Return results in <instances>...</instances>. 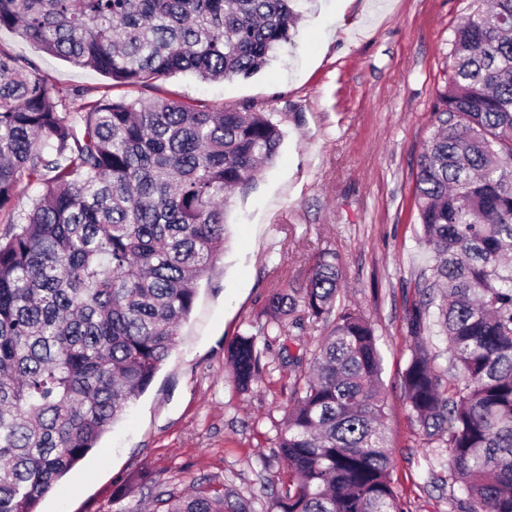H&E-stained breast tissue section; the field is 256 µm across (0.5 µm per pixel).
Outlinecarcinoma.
Wrapping results in <instances>:
<instances>
[{
	"label": "carcinoma",
	"mask_w": 512,
	"mask_h": 512,
	"mask_svg": "<svg viewBox=\"0 0 512 512\" xmlns=\"http://www.w3.org/2000/svg\"><path fill=\"white\" fill-rule=\"evenodd\" d=\"M301 0H0V30L113 81L178 72L248 77L291 42ZM415 188L433 264L427 308L447 340L450 386L419 343L404 397L464 512H512V0H469ZM57 85L0 47V210L40 186L0 236V512L41 499L152 383L224 249L227 192L277 157L282 132L248 107L100 98ZM342 274L319 258L303 288L329 320ZM268 299L271 324L294 313ZM238 389L260 372L256 337L227 348ZM375 331L341 311L294 391L278 449V512H404L391 478ZM451 455L443 458V449ZM162 512H251L229 488L162 490Z\"/></svg>",
	"instance_id": "1"
}]
</instances>
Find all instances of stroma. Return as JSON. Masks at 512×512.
Here are the masks:
<instances>
[{
  "label": "stroma",
  "mask_w": 512,
  "mask_h": 512,
  "mask_svg": "<svg viewBox=\"0 0 512 512\" xmlns=\"http://www.w3.org/2000/svg\"><path fill=\"white\" fill-rule=\"evenodd\" d=\"M468 0H312L291 43L249 77L192 73L125 86L49 56L1 29L0 44L33 60L89 100L176 97L214 109L271 113L283 133L277 159L231 195L227 240L151 385L98 445L41 500L38 512H153L158 491L230 485L255 512H277L288 480L277 437L298 377L325 323L261 334L273 293L301 297L320 254L345 278L337 310L374 325L395 490L405 512H449L448 486L432 482L427 440L401 389L416 338L445 350L425 323L413 335L430 255L414 204L419 160L448 76L449 42ZM255 335L260 373L239 392L225 347Z\"/></svg>",
  "instance_id": "stroma-1"
}]
</instances>
